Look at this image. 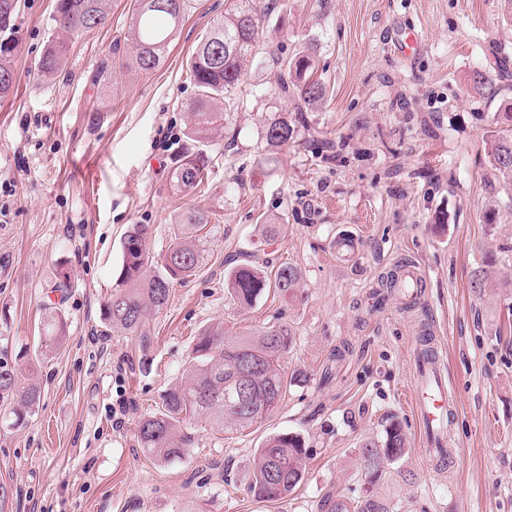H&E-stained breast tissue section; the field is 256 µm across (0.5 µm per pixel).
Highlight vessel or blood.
I'll use <instances>...</instances> for the list:
<instances>
[{
    "mask_svg": "<svg viewBox=\"0 0 512 512\" xmlns=\"http://www.w3.org/2000/svg\"><path fill=\"white\" fill-rule=\"evenodd\" d=\"M411 406L428 433V459L439 462L446 460L451 412L448 403V374L434 343H419L415 350Z\"/></svg>",
    "mask_w": 512,
    "mask_h": 512,
    "instance_id": "b4317fda",
    "label": "vessel or blood"
}]
</instances>
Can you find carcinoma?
<instances>
[{
    "instance_id": "obj_1",
    "label": "carcinoma",
    "mask_w": 512,
    "mask_h": 512,
    "mask_svg": "<svg viewBox=\"0 0 512 512\" xmlns=\"http://www.w3.org/2000/svg\"><path fill=\"white\" fill-rule=\"evenodd\" d=\"M187 0H131L126 36L130 60L141 71L154 70L163 60L174 35L185 17ZM17 0H0V101L12 91L16 73L10 59L12 20ZM111 0H56L53 21L57 38L51 40L35 64L41 76L58 72L67 49L65 39L105 24ZM265 13L253 0H237L236 8L214 21L209 32L191 53L189 69L195 97L188 103L187 137L193 143L213 141L224 128V113L238 106L235 91L243 77V64L265 54L259 30ZM275 91L295 101L301 116L321 107L328 98V86L318 75L314 46L290 56H271ZM508 60L501 56L487 60L474 73L473 84L488 96L496 93L493 76L507 70ZM295 127L286 119H274L266 125L264 137L270 147H282L294 139ZM492 166L512 187V136H500L490 144ZM209 157L201 150L188 149L172 166L171 186L181 193L195 191L207 174ZM210 223V214L202 208L187 210L181 218V231L166 252L155 260L147 248L148 226L135 224L122 241L121 264L113 292L104 302L102 320L111 328L135 333L150 309H160L168 301L173 284L182 282L199 270L205 260V237L198 235ZM298 273L289 265L277 269L255 262L234 267L224 277L230 297L241 306H250L270 289L283 295L296 290ZM65 337L64 320L50 312L44 321L41 347L49 351L59 347ZM293 338L287 327L272 325L255 339L228 337L224 328H207L197 338L187 375L170 387L161 408L141 420L140 447L148 455L164 461L179 460L188 451L191 436L185 427L204 417L217 425H252L265 418L285 396L296 376L288 375L281 359L288 353ZM256 364L253 372V396L242 407H231L226 394L233 392V378L241 357ZM41 389L30 376L0 362V401L14 399L16 422H21L39 403ZM407 448L402 428L393 423L384 441H367L360 452L368 483L373 485L386 475L389 466L399 460ZM304 441L298 435L277 433L267 437L258 456L249 492L258 500L277 502L288 498L301 484L304 473ZM324 512H384L372 498L361 505L348 499L327 496Z\"/></svg>"
}]
</instances>
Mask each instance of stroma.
Returning <instances> with one entry per match:
<instances>
[{
    "label": "stroma",
    "mask_w": 512,
    "mask_h": 512,
    "mask_svg": "<svg viewBox=\"0 0 512 512\" xmlns=\"http://www.w3.org/2000/svg\"><path fill=\"white\" fill-rule=\"evenodd\" d=\"M270 2L258 0L264 47L316 44L331 97L297 117L272 69L245 64L208 176L183 195L169 174L190 145L186 60L232 0H191L147 74L123 49L130 0H112L106 23L71 38L51 77L30 70L55 34L54 0H19L18 79L0 102V360L33 371L41 399L25 424L0 420V512H320L336 494L389 512H512V190L488 156L507 130L497 117L512 77L493 98L472 88L491 52L512 57V0ZM402 25L423 38L409 60L394 47ZM279 116L296 120L297 136L272 149L264 129ZM194 207L211 217L199 272L138 333L105 329L124 234L149 225L160 255ZM253 254L298 270L293 296L246 308L227 297L225 273ZM402 264L423 274L421 301L370 309L369 294ZM50 306L66 337L38 361ZM217 324L250 337L287 326L283 364L296 381L265 420L201 421L184 459L144 455L140 420L180 380L195 336ZM426 338L442 347L455 393L453 456L435 466L409 406ZM393 421L406 453L367 487L359 448ZM280 432L304 440V478L288 499L261 502L248 490L257 450Z\"/></svg>",
    "instance_id": "1"
}]
</instances>
